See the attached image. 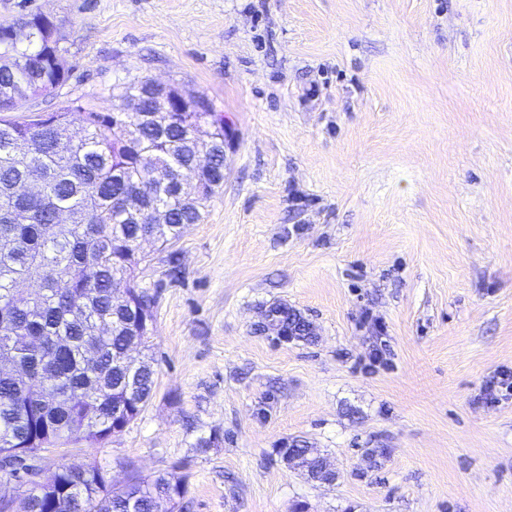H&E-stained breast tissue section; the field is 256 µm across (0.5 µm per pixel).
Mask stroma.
Returning <instances> with one entry per match:
<instances>
[{"label": "stroma", "mask_w": 512, "mask_h": 512, "mask_svg": "<svg viewBox=\"0 0 512 512\" xmlns=\"http://www.w3.org/2000/svg\"><path fill=\"white\" fill-rule=\"evenodd\" d=\"M32 11L69 73L33 109L149 78L230 144L199 223L143 247L151 399L46 470L174 472L178 512H512V389L485 399L512 371V0H0V27Z\"/></svg>", "instance_id": "stroma-1"}]
</instances>
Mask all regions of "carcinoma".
Returning a JSON list of instances; mask_svg holds the SVG:
<instances>
[{
	"mask_svg": "<svg viewBox=\"0 0 512 512\" xmlns=\"http://www.w3.org/2000/svg\"><path fill=\"white\" fill-rule=\"evenodd\" d=\"M25 41L16 44L0 31L3 53L20 51L27 71L0 66V113L19 108L9 91L19 81L61 88L69 74L55 67L58 45L46 40L45 21L28 15ZM150 81L131 82L117 95L142 99L143 116L129 122L128 138H112L120 113L59 105L50 112L29 111L20 118L0 116V350L11 351L26 372L0 373V472L36 448L63 439L101 444L112 428L135 420L153 394L154 370L138 375L122 364L134 338L132 309L113 289L134 294L137 307L149 304L136 279L144 257L137 243L159 233V244L178 240L200 220V209L224 187V114L213 113L212 129L200 130L192 112L151 115ZM85 135L61 142L56 132L75 121ZM26 140L38 144L31 156L18 150ZM210 153L203 194L188 200L174 180L189 175L197 150ZM151 156L145 165L144 156ZM33 181L42 191L22 197L15 186ZM137 193L150 209L161 205L167 224H143L123 217L125 197ZM66 209L71 223L60 224ZM37 276L42 288L15 291L18 280ZM97 348V362L84 360L86 345ZM93 460L62 463L43 490L30 497L27 512H158L164 498L182 499L185 478L173 473L131 476L116 488Z\"/></svg>",
	"mask_w": 512,
	"mask_h": 512,
	"instance_id": "obj_1",
	"label": "carcinoma"
}]
</instances>
